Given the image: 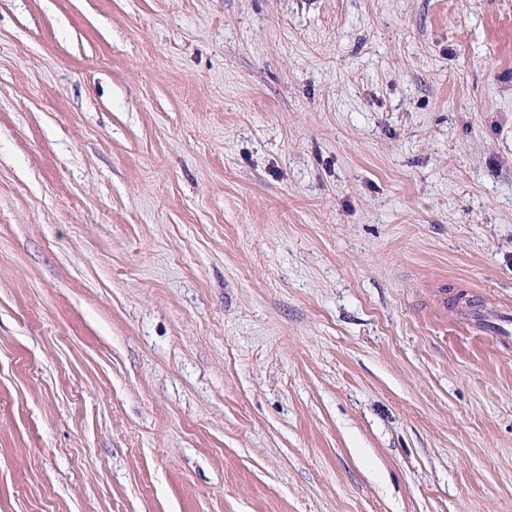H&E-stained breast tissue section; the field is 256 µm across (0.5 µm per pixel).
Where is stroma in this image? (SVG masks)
Returning a JSON list of instances; mask_svg holds the SVG:
<instances>
[{
  "mask_svg": "<svg viewBox=\"0 0 512 512\" xmlns=\"http://www.w3.org/2000/svg\"><path fill=\"white\" fill-rule=\"evenodd\" d=\"M462 295L512 0H0V512H512Z\"/></svg>",
  "mask_w": 512,
  "mask_h": 512,
  "instance_id": "1",
  "label": "stroma"
}]
</instances>
